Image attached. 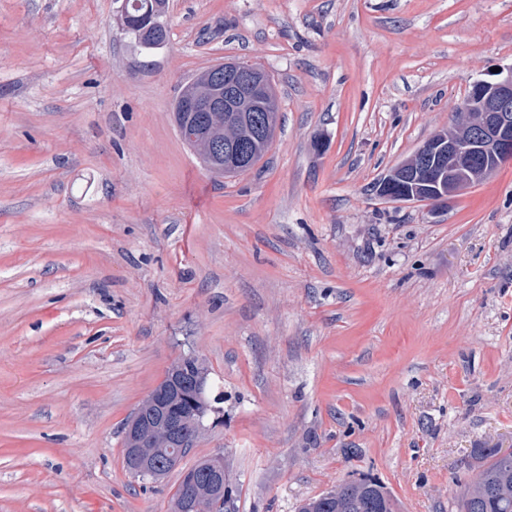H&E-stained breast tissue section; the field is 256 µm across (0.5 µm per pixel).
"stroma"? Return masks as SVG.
I'll return each instance as SVG.
<instances>
[{
    "instance_id": "stroma-1",
    "label": "stroma",
    "mask_w": 512,
    "mask_h": 512,
    "mask_svg": "<svg viewBox=\"0 0 512 512\" xmlns=\"http://www.w3.org/2000/svg\"><path fill=\"white\" fill-rule=\"evenodd\" d=\"M116 0H0V512H168L121 429L184 355L237 512L345 480L451 512L512 452V164L445 204L375 185L512 65V0H167L141 53ZM238 60L281 125L212 176L173 121Z\"/></svg>"
}]
</instances>
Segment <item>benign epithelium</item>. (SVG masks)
Returning a JSON list of instances; mask_svg holds the SVG:
<instances>
[{
    "label": "benign epithelium",
    "instance_id": "obj_1",
    "mask_svg": "<svg viewBox=\"0 0 512 512\" xmlns=\"http://www.w3.org/2000/svg\"><path fill=\"white\" fill-rule=\"evenodd\" d=\"M475 85L478 94L461 106V111L479 115L469 136L463 140L450 138L443 145L431 138L416 152L427 161L421 171L422 180H437L432 203L445 201L481 179V175L473 173L478 156H490L497 164L512 160V66L494 74L491 80L475 81ZM273 93V83L262 67L226 62L186 85L183 110L198 114L199 126L183 127L180 134L210 155L224 152V171L246 169L250 151L238 144L222 150L221 142L205 134V123L225 112L233 123L240 121V112H266ZM127 459L132 470L147 471L149 461L143 449H127Z\"/></svg>",
    "mask_w": 512,
    "mask_h": 512
}]
</instances>
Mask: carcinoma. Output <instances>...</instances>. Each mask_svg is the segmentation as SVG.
Wrapping results in <instances>:
<instances>
[{
	"label": "carcinoma",
	"mask_w": 512,
	"mask_h": 512,
	"mask_svg": "<svg viewBox=\"0 0 512 512\" xmlns=\"http://www.w3.org/2000/svg\"><path fill=\"white\" fill-rule=\"evenodd\" d=\"M131 15V22L140 34L143 49L152 50L158 42L169 37V30H160L154 23L156 12L166 13V0H123ZM418 168L410 165L397 173L390 196L395 199L413 187ZM208 376L199 359L192 356L179 358L168 369L164 380L139 404L151 422V426L133 429L126 422L123 429V447L145 448L151 453V461L166 465L163 474L174 470L179 462L167 460L166 440L163 433L165 415L185 417V436L195 430V410L208 411L206 397L196 395L195 383L200 376ZM478 474L464 486L458 495L456 512H512V453H502L496 448H484L476 456ZM189 474L179 479L176 494L172 495L170 508H176V500L190 501L207 497L220 512H236L234 501L226 489L213 480L211 459L202 458L188 468ZM396 500L375 480L359 478L342 482L336 487L307 498L298 512H395Z\"/></svg>",
	"instance_id": "obj_1"
}]
</instances>
